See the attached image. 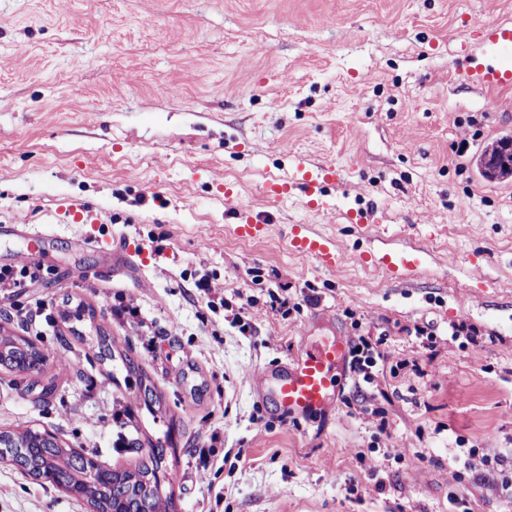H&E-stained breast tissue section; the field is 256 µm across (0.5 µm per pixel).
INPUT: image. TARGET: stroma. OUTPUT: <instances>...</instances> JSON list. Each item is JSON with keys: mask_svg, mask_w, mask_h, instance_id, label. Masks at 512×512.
Returning <instances> with one entry per match:
<instances>
[{"mask_svg": "<svg viewBox=\"0 0 512 512\" xmlns=\"http://www.w3.org/2000/svg\"><path fill=\"white\" fill-rule=\"evenodd\" d=\"M482 22L512 23V0H0V267L44 269L0 299V334L40 310L50 352L0 371V431L45 429L131 469L112 448V414L131 407L132 436H173L171 512H512V178L477 165L512 137V88L459 74ZM299 158L341 174L322 212L264 193ZM237 207L269 235L238 237ZM296 224L344 263L293 253ZM390 257L411 263L394 275ZM120 303L139 318L113 316ZM461 322L477 342L449 335ZM101 331L159 406L97 359ZM364 331L384 338L374 411L347 366L322 414L284 418L257 391L304 344ZM0 512L91 509L0 461ZM122 366L126 371V378L134 379L136 386L143 393L145 404L156 405L159 403V396L155 386L151 383L149 377L144 374L143 369L127 354L118 352Z\"/></svg>", "mask_w": 512, "mask_h": 512, "instance_id": "stroma-1", "label": "stroma"}]
</instances>
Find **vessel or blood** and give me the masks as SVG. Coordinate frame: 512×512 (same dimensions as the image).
Listing matches in <instances>:
<instances>
[{"instance_id":"obj_1","label":"vessel or blood","mask_w":512,"mask_h":512,"mask_svg":"<svg viewBox=\"0 0 512 512\" xmlns=\"http://www.w3.org/2000/svg\"><path fill=\"white\" fill-rule=\"evenodd\" d=\"M465 80L474 86L487 89L512 86V24H485L477 41L463 46ZM339 175L334 165L310 167L301 162L291 179L268 177L264 190L276 199L301 194L310 208L322 210L321 197L324 183L336 180ZM234 232L247 239L265 238L269 224L245 208L236 211ZM292 251L314 259L325 268H335L345 259L332 241L313 232L309 225H294L291 232ZM348 356V344L342 340L323 341L311 349L292 356L282 368L263 372L262 387L276 400L287 417H306L324 411L337 390L335 372Z\"/></svg>"}]
</instances>
